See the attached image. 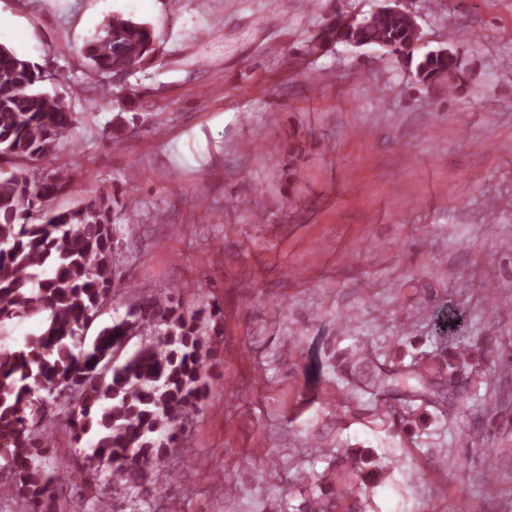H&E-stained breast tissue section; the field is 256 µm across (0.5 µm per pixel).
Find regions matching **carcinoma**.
Instances as JSON below:
<instances>
[{"label": "carcinoma", "mask_w": 512, "mask_h": 512, "mask_svg": "<svg viewBox=\"0 0 512 512\" xmlns=\"http://www.w3.org/2000/svg\"><path fill=\"white\" fill-rule=\"evenodd\" d=\"M419 39L405 17L384 11L358 26L334 16L311 46L316 52L354 42L405 54L426 90L446 86L451 97L465 88L459 54L439 49L416 57ZM157 53L150 26L119 15L82 49L104 98L112 96V78L146 68ZM47 78L0 44V154L24 163L0 178V493L23 503L57 499L65 474L47 470L43 460L51 432L62 425L77 444L93 440L92 451L78 453L74 464L85 482L106 466L113 493L138 488L153 495L151 471L208 390L205 311L185 307L181 287L164 288L130 305L83 346L86 326L118 292L117 225L111 198L101 191L65 211L48 207L70 187L68 173L47 164L75 116L41 89ZM24 318L37 320L40 330L21 347L2 343L5 326ZM131 328L143 340L112 362Z\"/></svg>", "instance_id": "carcinoma-1"}]
</instances>
